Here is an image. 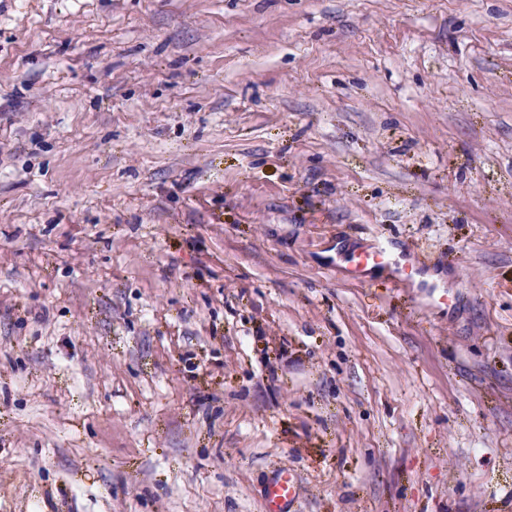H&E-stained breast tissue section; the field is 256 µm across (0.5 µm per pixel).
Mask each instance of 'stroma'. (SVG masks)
I'll return each mask as SVG.
<instances>
[{
	"mask_svg": "<svg viewBox=\"0 0 512 512\" xmlns=\"http://www.w3.org/2000/svg\"><path fill=\"white\" fill-rule=\"evenodd\" d=\"M279 468L512 512V0H0V512ZM384 269L397 284L409 285L417 273L416 262L399 265L385 247L363 248L355 253L347 267V276L353 280H365L374 270Z\"/></svg>",
	"mask_w": 512,
	"mask_h": 512,
	"instance_id": "1",
	"label": "stroma"
}]
</instances>
